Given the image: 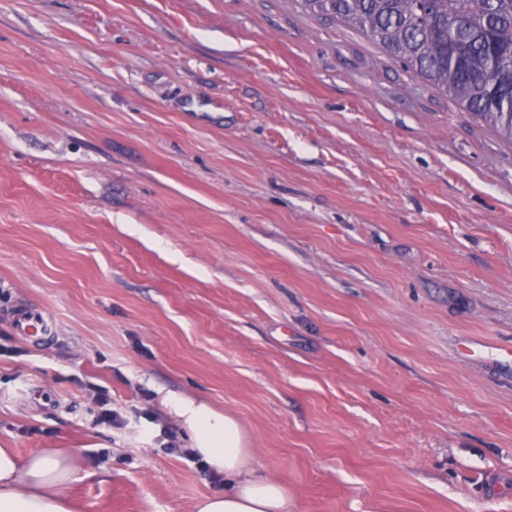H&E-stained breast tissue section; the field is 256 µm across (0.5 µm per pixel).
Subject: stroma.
Segmentation results:
<instances>
[{
  "mask_svg": "<svg viewBox=\"0 0 512 512\" xmlns=\"http://www.w3.org/2000/svg\"><path fill=\"white\" fill-rule=\"evenodd\" d=\"M510 344L512 142L362 32L0 0V448L72 453L78 512L223 492L159 391L233 415L296 512H512ZM16 327L21 336L36 343L48 337V324L41 315L23 316L18 319Z\"/></svg>",
  "mask_w": 512,
  "mask_h": 512,
  "instance_id": "35a3bbf8",
  "label": "stroma"
}]
</instances>
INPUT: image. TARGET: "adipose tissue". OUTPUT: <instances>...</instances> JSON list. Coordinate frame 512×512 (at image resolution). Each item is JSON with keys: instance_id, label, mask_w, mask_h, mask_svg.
<instances>
[{"instance_id": "1", "label": "adipose tissue", "mask_w": 512, "mask_h": 512, "mask_svg": "<svg viewBox=\"0 0 512 512\" xmlns=\"http://www.w3.org/2000/svg\"><path fill=\"white\" fill-rule=\"evenodd\" d=\"M160 405L189 436L196 457L224 478L223 492L199 500L195 512H293L287 486L255 465L233 416L189 396L166 394ZM76 472L74 457L60 451L21 459L0 448V512H72L63 488Z\"/></svg>"}]
</instances>
